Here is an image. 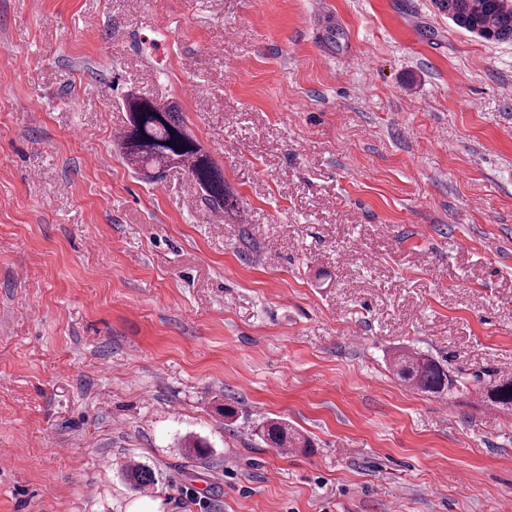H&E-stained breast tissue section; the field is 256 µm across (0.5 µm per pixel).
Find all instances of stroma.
I'll return each instance as SVG.
<instances>
[{
  "mask_svg": "<svg viewBox=\"0 0 512 512\" xmlns=\"http://www.w3.org/2000/svg\"><path fill=\"white\" fill-rule=\"evenodd\" d=\"M131 92L240 216L136 177ZM403 350L512 377V40L435 0H0V512H498L512 410ZM392 368L396 377L418 391L437 397L459 393L469 387L449 374L439 360L425 354L401 351L394 355ZM258 437L271 448H305L308 441L281 418L267 419L259 427Z\"/></svg>",
  "mask_w": 512,
  "mask_h": 512,
  "instance_id": "35a3bbf8",
  "label": "stroma"
}]
</instances>
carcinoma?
Wrapping results in <instances>:
<instances>
[{
    "label": "carcinoma",
    "instance_id": "cac0c4a2",
    "mask_svg": "<svg viewBox=\"0 0 512 512\" xmlns=\"http://www.w3.org/2000/svg\"><path fill=\"white\" fill-rule=\"evenodd\" d=\"M436 4L448 13V20L467 33L487 41L512 40V0H436ZM123 107L127 112L121 137L123 157L143 179L152 182L183 166L202 189L209 206L225 212L238 209V200L224 186V174L184 128L177 103L130 93ZM392 368L401 382L425 394L444 397L466 387L429 355L401 351L394 355ZM474 389L486 405L512 408V379L477 383ZM258 437L271 448L308 446V441L281 418L263 422ZM125 478L140 488L155 482L153 470L140 463L128 465Z\"/></svg>",
    "mask_w": 512,
    "mask_h": 512
}]
</instances>
